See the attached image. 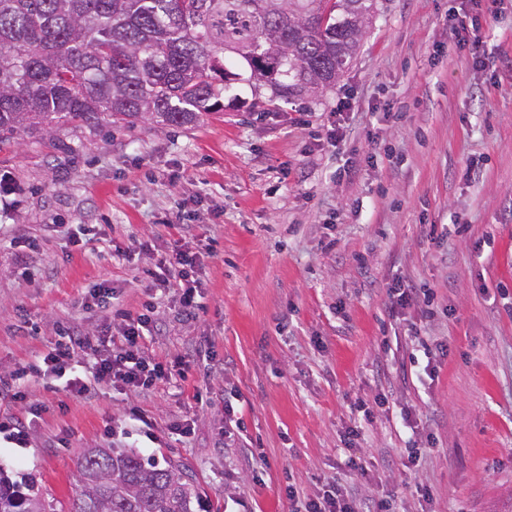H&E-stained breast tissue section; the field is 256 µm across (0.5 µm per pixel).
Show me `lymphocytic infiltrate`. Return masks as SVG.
<instances>
[{"instance_id":"1","label":"lymphocytic infiltrate","mask_w":512,"mask_h":512,"mask_svg":"<svg viewBox=\"0 0 512 512\" xmlns=\"http://www.w3.org/2000/svg\"><path fill=\"white\" fill-rule=\"evenodd\" d=\"M483 0H465L460 13L448 22V47L468 50L474 63H481V31ZM203 249L189 246L182 239L170 241L161 271L145 270L144 276L153 287L174 289L180 308L194 315L205 286L198 270ZM117 333L103 330L73 329L67 342H59L43 357L45 373L66 376L71 395L92 398L100 385H109L140 393L160 382L172 380L174 368L146 356L143 350L145 331L154 320L150 313H121ZM290 512H396L389 498L363 499L357 488L337 481L326 483L318 494L305 496L288 488Z\"/></svg>"}]
</instances>
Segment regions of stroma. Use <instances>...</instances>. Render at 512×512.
<instances>
[{
	"instance_id": "35a3bbf8",
	"label": "stroma",
	"mask_w": 512,
	"mask_h": 512,
	"mask_svg": "<svg viewBox=\"0 0 512 512\" xmlns=\"http://www.w3.org/2000/svg\"><path fill=\"white\" fill-rule=\"evenodd\" d=\"M460 7L379 0L354 61L317 100L270 107L267 88L235 81L229 95L263 107L0 149L15 188L0 202V373L72 323H112L111 310L83 306L106 280L130 313L153 307L161 330L147 356L185 363L184 378L147 395L105 385L92 402L63 380H30L40 414L27 447H0L1 472L35 476L58 512L80 491L78 459L102 446L189 469L204 512H288L287 486L313 495L330 478L395 494L403 512L422 510L416 481L431 486L433 512H512V0L483 4L481 66L448 51ZM154 235L153 250L115 251ZM180 237L214 247L192 319L142 274ZM398 278L433 292L432 318L408 312L448 347L433 377H419L414 339L388 315ZM199 390L212 397L202 409ZM381 393L389 407L365 425L362 477L340 437L354 404ZM136 404L151 428L130 420ZM228 404L242 430L225 432ZM404 409L435 437L410 479ZM185 417L187 437L171 429Z\"/></svg>"
}]
</instances>
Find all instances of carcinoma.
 Instances as JSON below:
<instances>
[{
  "instance_id": "carcinoma-1",
  "label": "carcinoma",
  "mask_w": 512,
  "mask_h": 512,
  "mask_svg": "<svg viewBox=\"0 0 512 512\" xmlns=\"http://www.w3.org/2000/svg\"><path fill=\"white\" fill-rule=\"evenodd\" d=\"M0 0V146L22 134L105 123L186 127L224 110L227 83L268 101L317 97L359 47L351 18L378 0ZM68 512H194L188 471L153 457L91 448ZM57 512L32 479L0 472V512Z\"/></svg>"
}]
</instances>
